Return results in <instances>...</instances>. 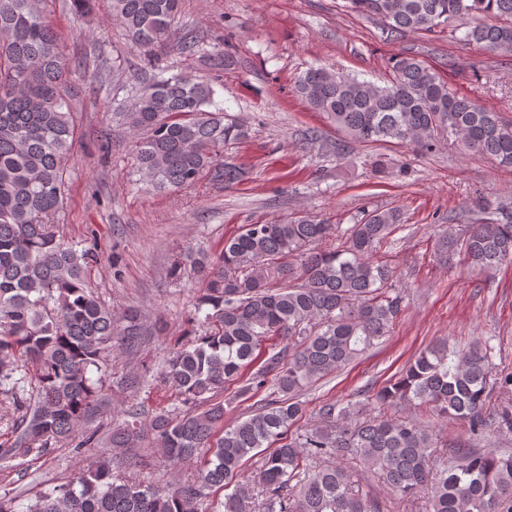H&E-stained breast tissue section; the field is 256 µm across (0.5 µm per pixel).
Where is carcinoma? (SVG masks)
<instances>
[{
    "mask_svg": "<svg viewBox=\"0 0 512 512\" xmlns=\"http://www.w3.org/2000/svg\"><path fill=\"white\" fill-rule=\"evenodd\" d=\"M385 22L395 39L448 32L512 55V0H347ZM181 0H108L112 16L144 57L172 44L202 51L192 31L176 35ZM44 0H0V394L18 412L15 439L0 444V462L76 454L98 444L99 415L112 353L137 350L148 335L136 311L100 300L87 276L99 254L58 238L55 218L67 200L76 135L70 102L76 65L54 33ZM382 83L324 67L298 76L295 93L359 144L405 145L432 152L452 136L464 154L512 167V121L458 95L441 75L407 52L389 60ZM131 104L112 123L135 142L136 172L154 191L188 188L203 173L226 185L245 170L220 160L227 142L249 128L227 118L214 85L182 73L127 84ZM475 221L446 226L437 251L492 272L512 264V204L481 199ZM405 223L398 208L374 210L319 249L332 225L301 216L244 224L224 241L214 263H200L195 297L200 333L177 345L161 374L187 410L144 422L138 408L112 428L106 450L72 481L53 487L27 512H208L209 491L224 488L245 461L260 457L253 486L225 495L224 512H381L368 491L352 490L351 466L378 474L395 492H426L423 512H512V454L450 448L432 465V423L414 415L365 417L359 405L318 410L322 425L291 434L306 416L305 389L381 342L402 310L395 268L373 260ZM283 346L273 347V341ZM492 348L462 349L442 338L425 347L371 404L408 403L438 419L461 422L472 438L497 425L512 429V411L489 405ZM265 356L240 387L256 395L274 381L278 396L247 418L224 424L214 397ZM33 390H28L29 386ZM170 462L203 461L189 482L152 487L112 472L108 449L127 448L125 468L145 464V435ZM257 500L258 510L250 507Z\"/></svg>",
    "mask_w": 512,
    "mask_h": 512,
    "instance_id": "carcinoma-1",
    "label": "carcinoma"
}]
</instances>
